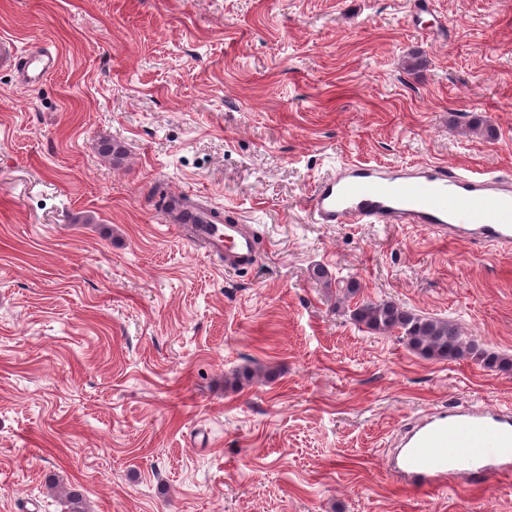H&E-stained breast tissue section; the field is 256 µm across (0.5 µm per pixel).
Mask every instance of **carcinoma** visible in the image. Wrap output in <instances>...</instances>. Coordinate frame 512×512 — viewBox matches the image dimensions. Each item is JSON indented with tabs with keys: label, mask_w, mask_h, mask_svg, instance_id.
Listing matches in <instances>:
<instances>
[{
	"label": "carcinoma",
	"mask_w": 512,
	"mask_h": 512,
	"mask_svg": "<svg viewBox=\"0 0 512 512\" xmlns=\"http://www.w3.org/2000/svg\"><path fill=\"white\" fill-rule=\"evenodd\" d=\"M350 317L367 329L387 334L397 331L407 346L420 356L434 360L471 358L487 368L508 370L512 360L489 354L461 334L452 322L414 313L393 300L363 299L355 303ZM68 512H86L83 489L79 485L64 490Z\"/></svg>",
	"instance_id": "1"
}]
</instances>
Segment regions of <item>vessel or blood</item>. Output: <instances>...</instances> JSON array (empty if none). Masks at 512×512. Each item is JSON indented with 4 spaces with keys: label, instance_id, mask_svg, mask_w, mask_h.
<instances>
[{
    "label": "vessel or blood",
    "instance_id": "obj_1",
    "mask_svg": "<svg viewBox=\"0 0 512 512\" xmlns=\"http://www.w3.org/2000/svg\"><path fill=\"white\" fill-rule=\"evenodd\" d=\"M57 57L28 58L24 70L38 81ZM166 223L191 225L190 241L226 271L251 266L253 236L244 225L218 223L200 202L170 197ZM317 224H419L452 239L512 249V180L475 176L440 165L409 170L365 163L340 167L310 198ZM391 463L407 489L442 490L448 477L512 474V406L451 405L423 414L406 428Z\"/></svg>",
    "mask_w": 512,
    "mask_h": 512
}]
</instances>
